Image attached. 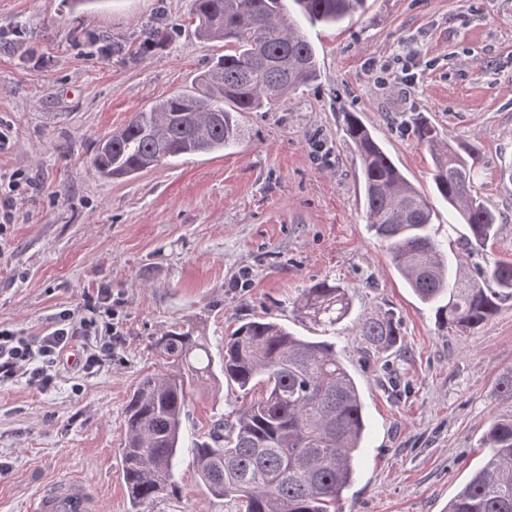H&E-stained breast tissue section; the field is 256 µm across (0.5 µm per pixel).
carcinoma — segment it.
Segmentation results:
<instances>
[{
  "instance_id": "1",
  "label": "carcinoma",
  "mask_w": 512,
  "mask_h": 512,
  "mask_svg": "<svg viewBox=\"0 0 512 512\" xmlns=\"http://www.w3.org/2000/svg\"><path fill=\"white\" fill-rule=\"evenodd\" d=\"M366 9V0H190L198 38L224 44V54L191 89L137 112L100 138L92 166L103 179L134 178L182 155L210 154L241 138L237 113L257 112L317 77L315 48L305 24L336 25ZM420 142L434 162V195L461 217L465 245L497 239L498 217L473 194L481 151L442 139L419 122ZM344 132L361 166L365 218L388 245L391 263L441 328L475 330L512 299V262L495 261L472 275L464 256L430 232L434 208L354 112ZM346 290L325 279L303 291L297 311L317 325L350 316ZM368 347L400 339L391 313L356 320ZM155 348L173 371L146 375L130 395L120 456L133 512L175 488L176 470L191 456L212 496L238 512H336L353 482L366 431L364 405L348 367L332 344L298 336L270 315L243 318L224 337L220 367L241 392V404L207 433L185 426L191 390L213 368L201 336L163 332ZM495 399L512 405V369L502 373ZM490 458L448 501L446 512H512V410L482 437Z\"/></svg>"
}]
</instances>
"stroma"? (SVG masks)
Segmentation results:
<instances>
[{"label":"stroma","mask_w":512,"mask_h":512,"mask_svg":"<svg viewBox=\"0 0 512 512\" xmlns=\"http://www.w3.org/2000/svg\"><path fill=\"white\" fill-rule=\"evenodd\" d=\"M188 0H0V172L30 182L0 231V326L44 333L55 313L85 317V296L112 291L119 340L84 369L79 338L47 391L0 383V512H27L45 489L85 484L99 512H130L119 448L130 393L171 366L153 347L177 325L212 355L238 320L272 314L331 343L355 375L369 422L342 512H445L487 460L481 439L504 409L492 395L512 368V300L474 331L443 329L368 228L360 163L342 130L357 113L410 181L433 186L418 143L425 117L441 137L477 144L475 192L499 217L497 240L470 266L512 261V0H368L339 26H309L317 78L267 112L238 115L223 152L182 156L132 179L104 180L96 142L134 113L189 89L224 49L196 38ZM348 288L354 316L389 311L396 347L367 348L352 319L328 331L293 309L321 280ZM221 372L191 396L206 431L237 405ZM147 512H236L189 460Z\"/></svg>","instance_id":"obj_1"}]
</instances>
